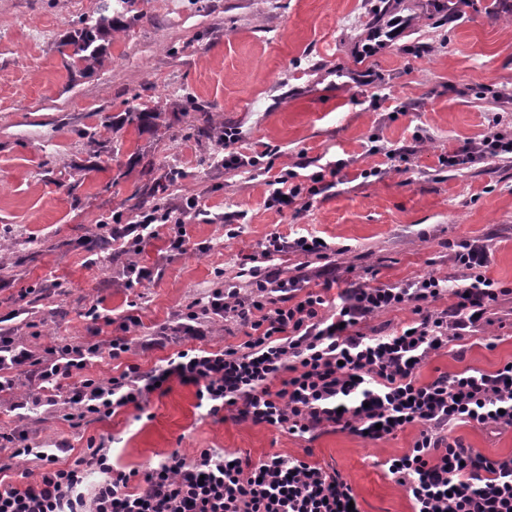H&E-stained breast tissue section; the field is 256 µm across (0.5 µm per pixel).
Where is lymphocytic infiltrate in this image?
<instances>
[{"label": "lymphocytic infiltrate", "instance_id": "f902f5d3", "mask_svg": "<svg viewBox=\"0 0 512 512\" xmlns=\"http://www.w3.org/2000/svg\"><path fill=\"white\" fill-rule=\"evenodd\" d=\"M512 154V139L493 132L441 157L442 165L463 167ZM342 163L327 165L308 182L282 171L272 181L268 204L280 209L302 197H314L337 176ZM195 197L179 207L141 210L135 222L105 225V242L126 255L125 287L151 278L136 261L145 243L166 224L176 227L169 239L174 251L188 242L184 219L198 213ZM309 252L332 273V250L324 238H266L259 254L241 263L235 279L211 289L207 302L196 301L157 326L145 346L180 343L164 364L144 371L126 366L118 375H89L101 352L117 359L128 353L130 328L138 316L126 315L121 333L106 343L51 342L37 356L11 332H0V394L12 396L18 427L0 430V446L14 457H34L41 470L22 486L0 484V512H348L356 494L339 472L302 458L271 454L257 462L217 448L186 457L163 456L143 471L125 472L110 463V441L89 443L75 467L58 462L71 446L66 439L36 448L22 428L27 412L41 405L66 408L65 419L79 427L109 419L123 408L144 412L153 395H164L171 382L195 389L207 416L271 427L303 438L322 429L347 431L379 441L407 426H419L412 448L387 460L413 512H512V456L492 459L465 447L450 435L461 423L512 428V361L493 372L469 369L419 380V370L449 342L491 324L490 309L504 290L486 277V245L456 243L454 263L463 271L456 283L431 273L401 285L351 283L328 298L332 281L313 289L299 275L286 274L273 258L287 251ZM453 304L436 309L444 294ZM407 307L413 318L385 336L362 326L389 310ZM236 322L244 340L221 349L206 338L217 319ZM100 473L90 495L78 488Z\"/></svg>", "mask_w": 512, "mask_h": 512}]
</instances>
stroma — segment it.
<instances>
[{"mask_svg": "<svg viewBox=\"0 0 512 512\" xmlns=\"http://www.w3.org/2000/svg\"><path fill=\"white\" fill-rule=\"evenodd\" d=\"M102 0H0V322L35 354L49 337L97 342L139 316L136 342L192 301L235 276L269 234L315 235L345 248L337 275L372 286L399 285L437 272L461 274L449 245L479 240L486 269L509 288L494 323L464 346L448 345L421 368V380L466 369L492 372L512 360V159L462 169L440 157L483 137L490 123L512 135V0H468L448 24L428 18L427 0H395L382 36L367 29L368 0H137L134 19L105 40L102 67L67 68L63 38ZM206 112L188 110L189 99ZM158 106L138 126L127 113ZM239 151L260 154L251 170L221 165L225 127ZM404 154L393 166L387 152ZM344 168L334 188L309 206L267 207L271 175L306 176L328 163ZM376 174L365 177L364 172ZM157 186L154 197L143 191ZM197 197L187 251L170 250L162 226L138 257L154 276L126 288L124 256L89 264L86 244L100 221H134L141 207ZM236 215L228 238L224 218ZM206 251H199V244ZM112 318L95 325L90 305ZM176 344L102 355L92 375L126 365L161 364ZM147 416L123 409L71 427L49 416L30 424L34 443L57 436L74 466L93 439L112 437L114 467L137 470L172 452L219 448L252 462L266 455L307 457L336 468L362 512H411L384 460L402 455L419 433L368 441L330 430L305 441L288 433L207 417L195 389L172 383ZM453 434L486 456L512 455V429L472 424Z\"/></svg>", "mask_w": 512, "mask_h": 512, "instance_id": "35a3bbf8", "label": "stroma"}]
</instances>
